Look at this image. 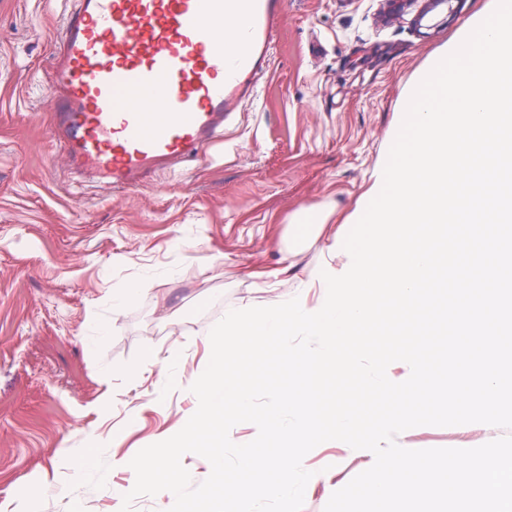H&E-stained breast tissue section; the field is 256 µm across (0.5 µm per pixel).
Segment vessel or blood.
<instances>
[{"mask_svg":"<svg viewBox=\"0 0 512 512\" xmlns=\"http://www.w3.org/2000/svg\"><path fill=\"white\" fill-rule=\"evenodd\" d=\"M285 9L286 0H73L49 84L60 150L124 191L203 155L254 99ZM142 99L159 112L142 111Z\"/></svg>","mask_w":512,"mask_h":512,"instance_id":"b4317fda","label":"vessel or blood"}]
</instances>
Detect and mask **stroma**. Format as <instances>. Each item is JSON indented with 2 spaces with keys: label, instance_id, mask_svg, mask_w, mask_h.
Returning a JSON list of instances; mask_svg holds the SVG:
<instances>
[{
  "label": "stroma",
  "instance_id": "stroma-1",
  "mask_svg": "<svg viewBox=\"0 0 512 512\" xmlns=\"http://www.w3.org/2000/svg\"><path fill=\"white\" fill-rule=\"evenodd\" d=\"M489 0H462L430 30L382 23V0H288L259 96L223 139L143 188L112 193L51 139L49 64L69 0H0V512H120L114 469L191 416L209 333L229 311L262 306L328 256L372 185L401 118L403 91ZM313 209L323 231L288 246ZM148 281L114 310L112 293ZM183 385L153 403L164 372ZM473 423L418 426L407 449L473 448L504 436ZM97 475L79 476L85 454ZM305 469L329 485L304 496L324 512L330 485L366 470L343 442Z\"/></svg>",
  "mask_w": 512,
  "mask_h": 512
}]
</instances>
